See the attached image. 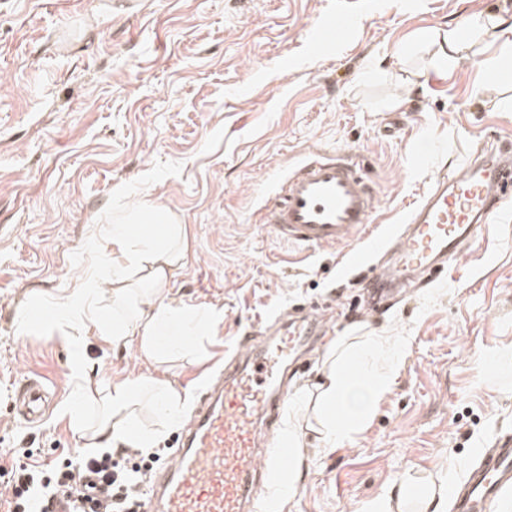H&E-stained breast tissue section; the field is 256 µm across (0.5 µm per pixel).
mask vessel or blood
<instances>
[{
  "mask_svg": "<svg viewBox=\"0 0 512 512\" xmlns=\"http://www.w3.org/2000/svg\"><path fill=\"white\" fill-rule=\"evenodd\" d=\"M352 23V12L338 8L318 36L339 41ZM511 200L512 140L495 138L460 170H438L404 222L384 230L374 228L378 196L373 180L362 160L350 154L308 156L277 181L264 205V219L289 243L349 246L351 262L361 264L369 256L385 261V268L370 277L381 296L439 279L484 238ZM321 326L312 312L299 308L263 345L240 338L222 377L203 389L172 463L152 481L148 512H254L266 467H285L292 458L287 444L278 442L261 453L258 429L277 426L287 402L278 382L287 377L289 366L298 364ZM46 397L44 382L24 377L17 392L24 422L41 420ZM511 490L512 435L507 433L470 471L453 512H488Z\"/></svg>",
  "mask_w": 512,
  "mask_h": 512,
  "instance_id": "b4317fda",
  "label": "vessel or blood"
}]
</instances>
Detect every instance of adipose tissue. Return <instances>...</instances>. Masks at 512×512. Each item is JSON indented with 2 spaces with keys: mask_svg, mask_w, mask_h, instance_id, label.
<instances>
[{
  "mask_svg": "<svg viewBox=\"0 0 512 512\" xmlns=\"http://www.w3.org/2000/svg\"><path fill=\"white\" fill-rule=\"evenodd\" d=\"M182 225L156 210L151 230L135 229L130 217L110 227L112 262L106 276H88L67 295L48 303L51 321L65 329L75 346H82L88 329L113 344H136L153 361L181 349L188 338L214 329L218 318L209 308H190L170 297V281L186 254L176 241ZM398 373L396 343L373 336L357 346H337L324 366L319 384V433L327 444L350 439L363 431L374 404L389 390ZM153 396L161 422L179 419L183 397L164 379L141 376L113 384L89 431L94 448H147L151 433L130 429L128 410L143 392Z\"/></svg>",
  "mask_w": 512,
  "mask_h": 512,
  "instance_id": "1",
  "label": "adipose tissue"
}]
</instances>
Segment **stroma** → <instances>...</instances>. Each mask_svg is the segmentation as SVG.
<instances>
[{"instance_id":"obj_1","label":"stroma","mask_w":512,"mask_h":512,"mask_svg":"<svg viewBox=\"0 0 512 512\" xmlns=\"http://www.w3.org/2000/svg\"><path fill=\"white\" fill-rule=\"evenodd\" d=\"M346 2L351 30L320 44L313 32L336 0H0V512L12 465L47 471L85 452L65 412L74 355L92 387L153 375L185 398L164 428L148 403L134 409L163 469L225 352L298 304L331 319L290 383L301 432L316 424L315 384L337 337H398L402 362L362 433L331 452L309 443L278 512H363L404 480L401 512H421L426 494L462 483L512 433V212L444 280L376 313L363 309L368 265L259 221L274 182L313 151L367 161L376 223L399 224L434 170L457 167L488 132L512 137V78L473 95L512 0ZM465 19L469 55L448 63L440 35ZM146 201L184 225L171 296L220 313L215 332L157 364L93 332L73 350L60 329L26 319L105 273L107 224ZM27 374L55 394L32 426L12 402Z\"/></svg>"}]
</instances>
